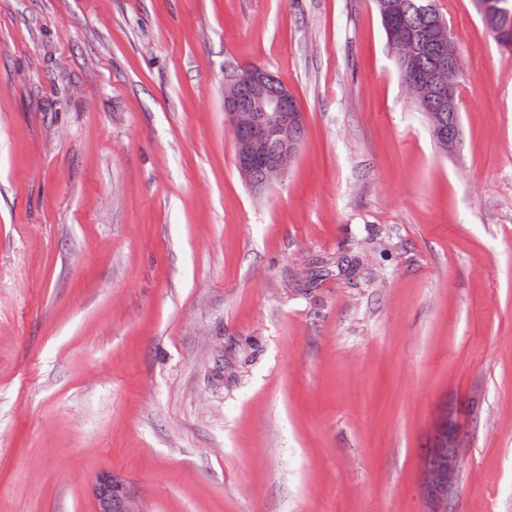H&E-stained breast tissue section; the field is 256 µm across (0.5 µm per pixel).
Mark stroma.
I'll list each match as a JSON object with an SVG mask.
<instances>
[{
  "label": "stroma",
  "mask_w": 512,
  "mask_h": 512,
  "mask_svg": "<svg viewBox=\"0 0 512 512\" xmlns=\"http://www.w3.org/2000/svg\"><path fill=\"white\" fill-rule=\"evenodd\" d=\"M437 4L451 156L373 0H0V512H512V49ZM250 66L305 116L260 195ZM246 70L236 72L244 75ZM271 85V73L258 66L248 69L245 78L231 75L224 81V117L234 136L235 156L241 176L251 181L255 162L265 155L270 143L276 146L273 161L260 169V194L288 173L300 148L294 128L304 122L299 107L285 105L292 95L288 87L282 84L272 89ZM245 86L251 94L249 105L241 104ZM248 102V97L244 95L242 103ZM258 128L262 131L261 136H252L251 132ZM451 425L445 427L438 448H434V458L426 468L425 487L428 494L443 503H448L454 480L460 470V449ZM106 493L117 494L122 499L124 512H148L143 510L139 504L128 495L123 482L117 477L112 475H103L98 479L96 486L97 501Z\"/></svg>",
  "instance_id": "35a3bbf8"
}]
</instances>
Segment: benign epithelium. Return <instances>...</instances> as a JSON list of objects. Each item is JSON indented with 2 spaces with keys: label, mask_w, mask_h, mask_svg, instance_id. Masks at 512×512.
<instances>
[{
  "label": "benign epithelium",
  "mask_w": 512,
  "mask_h": 512,
  "mask_svg": "<svg viewBox=\"0 0 512 512\" xmlns=\"http://www.w3.org/2000/svg\"><path fill=\"white\" fill-rule=\"evenodd\" d=\"M376 6L387 28L390 55L410 61L416 53V45L396 26L401 0H376ZM432 38L441 47V60L425 79L414 81L404 77L402 86L409 99L417 105L437 95L443 104L452 108L458 103L463 60L446 22H440L433 29ZM246 89L251 94L249 105L241 104ZM290 95L291 91L284 84L272 87L271 73L258 66L248 69L243 78L231 75L224 81V117L234 136L241 176L251 180L255 162L265 155L269 144L276 146L273 161L260 169V183L264 190L284 178L300 148L294 128L304 122V115L300 108L285 105ZM460 463L458 440L448 426L442 433L438 448L434 449L430 467L426 468L425 487L432 498L443 503L451 499ZM106 493H114L122 499L123 512H145L128 495L123 482L110 474L101 476L96 486V498Z\"/></svg>",
  "instance_id": "7a95c632"
}]
</instances>
